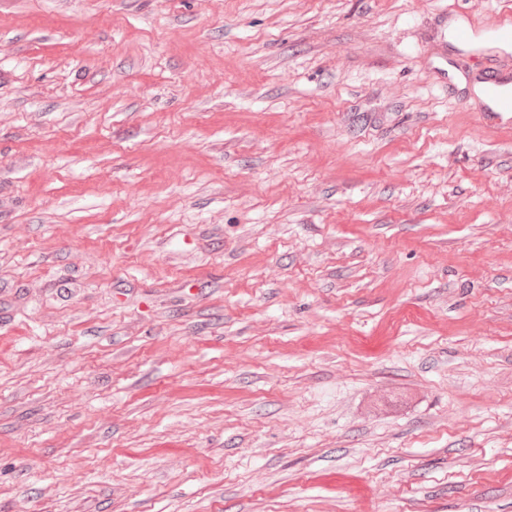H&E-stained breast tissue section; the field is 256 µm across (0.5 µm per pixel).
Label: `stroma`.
<instances>
[{
  "instance_id": "obj_1",
  "label": "stroma",
  "mask_w": 512,
  "mask_h": 512,
  "mask_svg": "<svg viewBox=\"0 0 512 512\" xmlns=\"http://www.w3.org/2000/svg\"><path fill=\"white\" fill-rule=\"evenodd\" d=\"M509 10L0 0V512H512ZM484 78L485 101L483 112H491L495 115L512 112V93L511 95H504L497 90L500 87L511 84V82L505 81L502 75L490 67L485 71Z\"/></svg>"
}]
</instances>
